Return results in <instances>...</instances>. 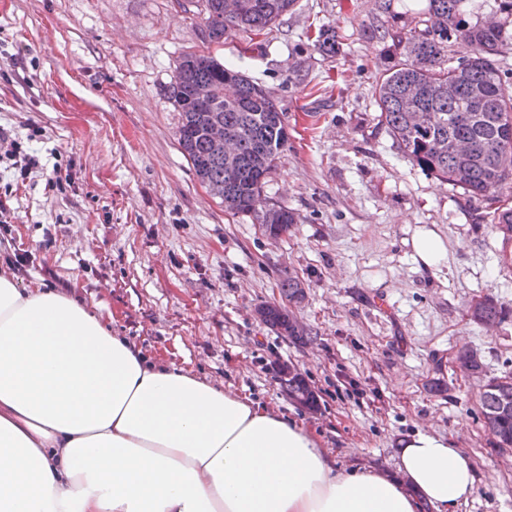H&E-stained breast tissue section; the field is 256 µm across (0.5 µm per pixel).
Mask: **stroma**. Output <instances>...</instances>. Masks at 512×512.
Listing matches in <instances>:
<instances>
[{
	"mask_svg": "<svg viewBox=\"0 0 512 512\" xmlns=\"http://www.w3.org/2000/svg\"><path fill=\"white\" fill-rule=\"evenodd\" d=\"M425 6L296 0L270 30L218 45L202 14L172 0H0V126L39 161L0 168L15 211L0 273L65 291L151 360L303 422L339 467L391 471L412 433L449 439L477 473L457 512H512V451L480 414L488 380L512 373V244L484 202L423 172L378 123L382 35L413 29ZM322 25L335 55L312 44ZM185 52L242 71L285 113L288 147L263 196L295 214L288 235L225 211L182 154L169 87ZM420 228L445 241L441 271L415 260ZM20 250L29 263L17 269ZM291 276L302 302L281 292ZM486 295L507 311L492 329L469 316ZM267 304L305 340L265 325L255 310ZM464 350L482 373L455 368ZM280 362L316 409L289 400Z\"/></svg>",
	"mask_w": 512,
	"mask_h": 512,
	"instance_id": "obj_1",
	"label": "stroma"
}]
</instances>
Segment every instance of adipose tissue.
Returning <instances> with one entry per match:
<instances>
[{
	"label": "adipose tissue",
	"instance_id": "obj_1",
	"mask_svg": "<svg viewBox=\"0 0 512 512\" xmlns=\"http://www.w3.org/2000/svg\"><path fill=\"white\" fill-rule=\"evenodd\" d=\"M476 489L469 458L426 432L396 474L340 470L302 424L0 275V512H449Z\"/></svg>",
	"mask_w": 512,
	"mask_h": 512
}]
</instances>
